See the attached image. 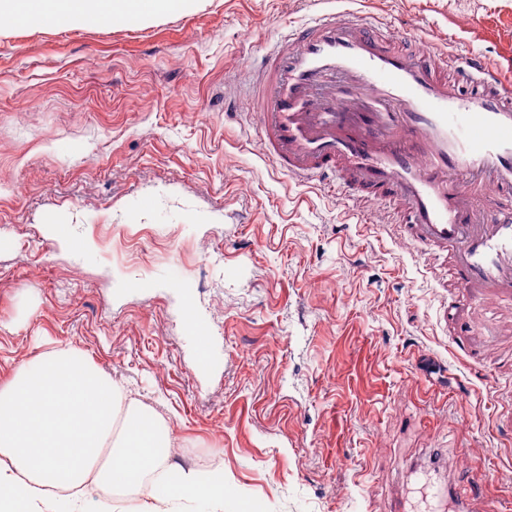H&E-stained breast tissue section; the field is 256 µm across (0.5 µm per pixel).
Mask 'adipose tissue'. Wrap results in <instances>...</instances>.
Masks as SVG:
<instances>
[{
	"label": "adipose tissue",
	"instance_id": "obj_1",
	"mask_svg": "<svg viewBox=\"0 0 512 512\" xmlns=\"http://www.w3.org/2000/svg\"><path fill=\"white\" fill-rule=\"evenodd\" d=\"M204 0H0V24L136 26L194 11ZM153 407L128 396L69 349L41 354L0 387V512H114L132 494L147 512H259L224 488L213 466L171 457Z\"/></svg>",
	"mask_w": 512,
	"mask_h": 512
}]
</instances>
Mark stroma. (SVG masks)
<instances>
[{
    "label": "stroma",
    "mask_w": 512,
    "mask_h": 512,
    "mask_svg": "<svg viewBox=\"0 0 512 512\" xmlns=\"http://www.w3.org/2000/svg\"><path fill=\"white\" fill-rule=\"evenodd\" d=\"M345 10L512 78V0H208L0 35V385L73 349L263 512H450L452 471L485 475L465 512H512V336L449 335L382 205L261 155L254 64Z\"/></svg>",
    "instance_id": "1"
}]
</instances>
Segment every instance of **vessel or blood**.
Instances as JSON below:
<instances>
[{
  "label": "vessel or blood",
  "mask_w": 512,
  "mask_h": 512,
  "mask_svg": "<svg viewBox=\"0 0 512 512\" xmlns=\"http://www.w3.org/2000/svg\"><path fill=\"white\" fill-rule=\"evenodd\" d=\"M255 85L277 171L391 209L401 237L446 264L449 335H480L485 302L512 335L511 81L459 54L427 64L380 21L341 13L281 37Z\"/></svg>",
  "instance_id": "obj_1"
}]
</instances>
